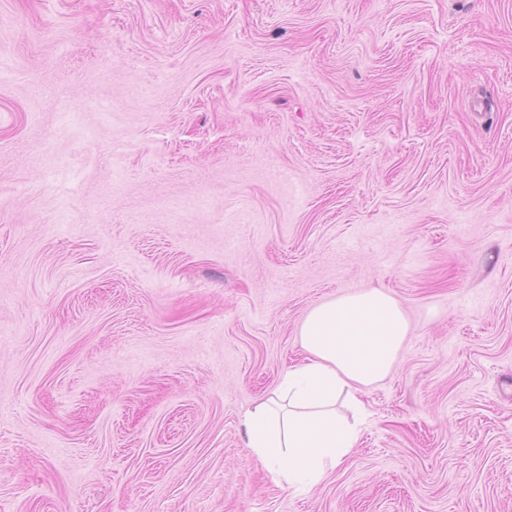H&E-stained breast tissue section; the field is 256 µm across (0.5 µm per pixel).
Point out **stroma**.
<instances>
[{"mask_svg":"<svg viewBox=\"0 0 512 512\" xmlns=\"http://www.w3.org/2000/svg\"><path fill=\"white\" fill-rule=\"evenodd\" d=\"M370 288L281 487L244 416ZM0 512H512V0H0ZM407 335L402 308L381 289L314 307L300 331L305 358L246 417L253 455L283 485L319 483L354 448L359 432V421L338 420V399L345 393L363 417L357 393L392 371Z\"/></svg>","mask_w":512,"mask_h":512,"instance_id":"35a3bbf8","label":"stroma"}]
</instances>
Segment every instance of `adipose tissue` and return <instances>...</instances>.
Masks as SVG:
<instances>
[{
    "label": "adipose tissue",
    "mask_w": 512,
    "mask_h": 512,
    "mask_svg": "<svg viewBox=\"0 0 512 512\" xmlns=\"http://www.w3.org/2000/svg\"><path fill=\"white\" fill-rule=\"evenodd\" d=\"M407 335L399 303L377 288L314 307L300 331L304 359L246 417L253 455L284 485L319 483L358 436L357 425L339 421V398L363 411L362 388L392 371Z\"/></svg>",
    "instance_id": "adipose-tissue-1"
}]
</instances>
